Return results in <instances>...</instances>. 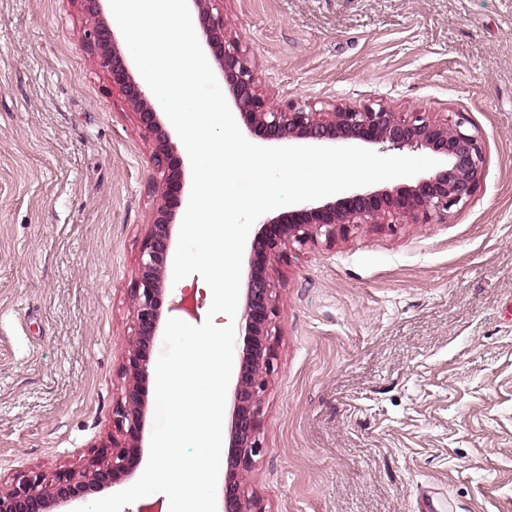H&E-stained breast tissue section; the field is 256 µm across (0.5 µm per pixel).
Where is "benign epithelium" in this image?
Masks as SVG:
<instances>
[{
	"mask_svg": "<svg viewBox=\"0 0 512 512\" xmlns=\"http://www.w3.org/2000/svg\"><path fill=\"white\" fill-rule=\"evenodd\" d=\"M197 9L198 36L224 78L232 105L246 133L286 146H324L353 142L382 150L428 149L443 166L421 176L413 185L393 189L352 190L338 199L300 203L295 209L259 221L248 250V274L240 331L244 346L233 388L229 427L228 466L224 479V512H261L248 495L247 485L257 457L264 448L259 439L260 409L274 371L270 343L278 314V288L270 273L290 247L332 243L360 225H381L389 215L414 223L448 219L452 207L466 203L476 192L486 170L480 134L467 127L465 113L443 121L418 109L396 112L386 106L338 107L318 112L288 101L264 98L257 75L239 40L225 32L221 0H191ZM92 47L98 63L138 111L139 123L150 138L159 175V202L139 261V284L134 300V327L124 346L122 370L125 391L112 409V449L107 459L93 461L75 477L59 475L49 483L40 474L20 473L9 487L0 486V512H50L90 491L101 490L138 477L145 457L149 378V347L163 318L167 293V262L173 242L176 209L185 190L183 159L178 154L146 86L132 75L114 34L102 21L80 33Z\"/></svg>",
	"mask_w": 512,
	"mask_h": 512,
	"instance_id": "obj_1",
	"label": "benign epithelium"
}]
</instances>
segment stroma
Instances as JSON below:
<instances>
[{
  "instance_id": "stroma-1",
  "label": "stroma",
  "mask_w": 512,
  "mask_h": 512,
  "mask_svg": "<svg viewBox=\"0 0 512 512\" xmlns=\"http://www.w3.org/2000/svg\"><path fill=\"white\" fill-rule=\"evenodd\" d=\"M263 96L466 113L486 173L444 224L274 270L262 512H512V0H224ZM80 0H0V485L103 459L158 202Z\"/></svg>"
}]
</instances>
